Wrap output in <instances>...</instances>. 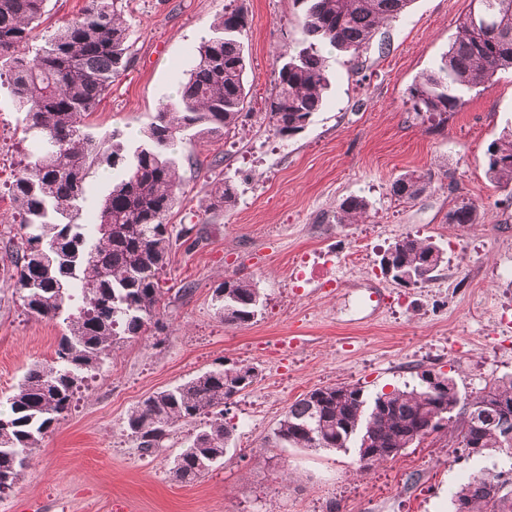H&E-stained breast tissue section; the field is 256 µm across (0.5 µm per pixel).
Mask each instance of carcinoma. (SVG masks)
<instances>
[{
	"instance_id": "1",
	"label": "carcinoma",
	"mask_w": 512,
	"mask_h": 512,
	"mask_svg": "<svg viewBox=\"0 0 512 512\" xmlns=\"http://www.w3.org/2000/svg\"><path fill=\"white\" fill-rule=\"evenodd\" d=\"M231 2L197 47L177 97L159 103L143 139L131 144L115 136L96 141L83 131L85 118L130 65L122 0H86L78 15L43 37L36 30L47 0H0V88L12 96L29 141L9 187L22 231L11 251V287L28 313L65 325L52 362L30 367L0 413V487L19 481L33 450L116 347L163 328L159 275L173 246L189 242L194 231L168 222L180 189L170 149L183 140L227 136L248 116L241 41L247 13ZM296 2L303 6L300 35L276 57V82L264 112L274 133L285 138L302 132L324 105L330 80L320 47L359 62L380 24L399 18L411 0ZM507 72L512 0H478L459 18L438 64L411 84L412 110L440 126L460 110L466 93L489 89ZM98 168L117 176L87 212L89 178ZM486 175L512 199V129L487 148ZM429 184L428 175L406 172L390 192L410 203ZM368 208L365 199L350 196L334 219L355 224ZM447 218L450 224H477L480 207L463 198ZM384 261L414 277L398 284L417 287L431 280L444 253L432 237L407 234L388 245L380 255ZM213 301L217 316L238 326L249 325L261 306L256 284L243 277L220 283ZM257 376L244 363L208 370L150 395L127 414L124 430L143 452L155 453L176 428L191 427L174 477L192 483L224 459L234 432L224 407ZM454 386L449 377L435 393L424 383L373 396L350 384L315 388L288 406L274 439L291 448L352 450L366 469L450 428L466 457L503 452L512 461V376L473 398L453 392ZM451 507L512 512V490H505L499 474L480 472L460 484Z\"/></svg>"
}]
</instances>
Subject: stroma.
<instances>
[{"instance_id": "1", "label": "stroma", "mask_w": 512, "mask_h": 512, "mask_svg": "<svg viewBox=\"0 0 512 512\" xmlns=\"http://www.w3.org/2000/svg\"><path fill=\"white\" fill-rule=\"evenodd\" d=\"M229 2L125 0L132 60L86 131L139 139ZM470 3L412 0L385 25L386 48L363 53L360 71L326 49L324 106L301 133L281 138L259 114L274 89L275 55L296 37L302 9L295 0H245L250 117L235 135L176 147L182 197L169 221L196 226L199 241L174 246L160 276L165 328L116 348L33 451L0 512H451L469 475L512 466L501 456L457 457L445 429L364 474L354 452L282 447L273 435L288 406L318 387L389 392L415 385L422 365L474 396L512 376V204L485 174L488 145L512 128V75L468 93L440 128L417 117L408 96L447 51ZM22 140L15 104L1 91V401L30 366L52 360L62 330L28 315L10 286L5 245L19 226L8 187ZM413 170L430 175L429 188L415 202H395L393 180ZM225 180L237 190L230 208L212 192ZM349 196L368 201L366 222H335ZM462 198L481 205L482 223H447ZM407 234L433 237L445 253L435 278L418 288L379 269L380 251ZM357 243L364 260L348 264ZM239 276L254 280L262 300L248 326L224 323L211 301L219 283ZM369 288L384 293L379 311L364 301ZM233 362L254 366L258 377L224 409L232 446L195 482H176L170 468L187 428L147 455L127 436L125 418L154 392Z\"/></svg>"}]
</instances>
